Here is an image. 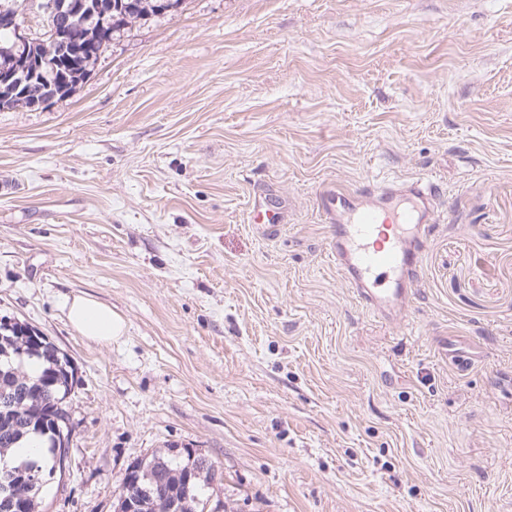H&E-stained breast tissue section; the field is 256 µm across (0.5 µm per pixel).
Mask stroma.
<instances>
[{"instance_id":"35a3bbf8","label":"stroma","mask_w":512,"mask_h":512,"mask_svg":"<svg viewBox=\"0 0 512 512\" xmlns=\"http://www.w3.org/2000/svg\"><path fill=\"white\" fill-rule=\"evenodd\" d=\"M428 177L404 320L328 256L319 193ZM272 224H253V208ZM119 313L109 343L73 297ZM72 363L41 512L216 461L226 512H512V0H183L45 108L0 110V319ZM67 317L78 333L99 342H111L125 331V322L119 314L108 305L87 296L72 299Z\"/></svg>"}]
</instances>
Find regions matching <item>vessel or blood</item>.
I'll return each instance as SVG.
<instances>
[{
	"label": "vessel or blood",
	"instance_id": "b4317fda",
	"mask_svg": "<svg viewBox=\"0 0 512 512\" xmlns=\"http://www.w3.org/2000/svg\"><path fill=\"white\" fill-rule=\"evenodd\" d=\"M321 197L333 226L328 255L341 279L379 318L404 316L424 266V240L444 215L435 183L373 180Z\"/></svg>",
	"mask_w": 512,
	"mask_h": 512
}]
</instances>
